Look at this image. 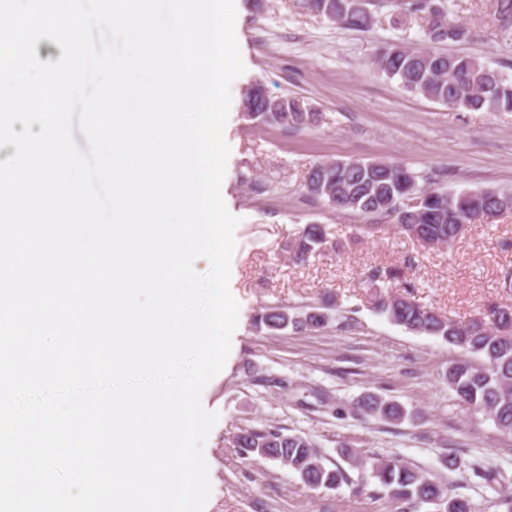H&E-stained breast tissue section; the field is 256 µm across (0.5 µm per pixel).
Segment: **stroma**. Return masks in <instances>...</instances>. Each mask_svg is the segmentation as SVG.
Returning <instances> with one entry per match:
<instances>
[{"mask_svg":"<svg viewBox=\"0 0 512 512\" xmlns=\"http://www.w3.org/2000/svg\"><path fill=\"white\" fill-rule=\"evenodd\" d=\"M448 18L466 40L440 52L474 55L512 76V31L503 30L490 0H447ZM238 42L245 70L230 86L225 128L230 147L224 203L238 217L229 288L239 321L223 370L202 394L219 420L205 446L212 495L205 512H397L376 483L359 472L337 489L311 488L277 463L243 455L239 427L274 424L310 438L326 464L340 446L399 457L474 512H506L512 499V435L461 406L443 375L459 348L416 336L374 309L366 276L412 260L405 276L413 297L460 323L484 318L490 305L512 307L501 277L512 269V214L469 224L450 247L425 248L377 220L308 197L304 175L315 162L388 159L451 191H512V112L452 109L403 89L374 66L395 43L425 47L426 19L402 15L398 0H367L364 30L344 27L305 8L303 0H241ZM260 83L315 112L313 124L288 131L244 119L243 92ZM327 225L337 248L299 267L284 246L302 225ZM332 304L319 331L268 335L255 314L265 305ZM286 387H279V380ZM331 397L320 405L319 393ZM403 404L408 419L391 425L357 415L365 394ZM456 454L459 469L442 459Z\"/></svg>","mask_w":512,"mask_h":512,"instance_id":"stroma-1","label":"stroma"}]
</instances>
